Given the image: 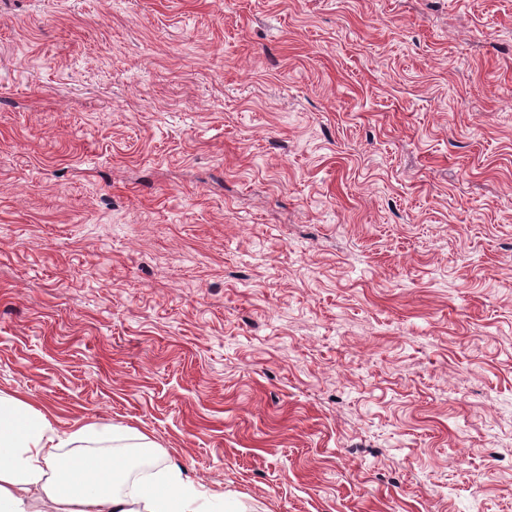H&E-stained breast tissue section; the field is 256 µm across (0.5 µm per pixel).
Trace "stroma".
Returning a JSON list of instances; mask_svg holds the SVG:
<instances>
[{"label": "stroma", "mask_w": 512, "mask_h": 512, "mask_svg": "<svg viewBox=\"0 0 512 512\" xmlns=\"http://www.w3.org/2000/svg\"><path fill=\"white\" fill-rule=\"evenodd\" d=\"M0 391L226 512H512V0H0Z\"/></svg>", "instance_id": "35a3bbf8"}]
</instances>
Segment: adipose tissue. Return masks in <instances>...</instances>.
I'll use <instances>...</instances> for the list:
<instances>
[{
  "label": "adipose tissue",
  "mask_w": 512,
  "mask_h": 512,
  "mask_svg": "<svg viewBox=\"0 0 512 512\" xmlns=\"http://www.w3.org/2000/svg\"><path fill=\"white\" fill-rule=\"evenodd\" d=\"M125 436L107 421L59 432L47 413L0 391V512H214L223 501L173 466L132 477L131 457L105 450Z\"/></svg>",
  "instance_id": "1"
}]
</instances>
